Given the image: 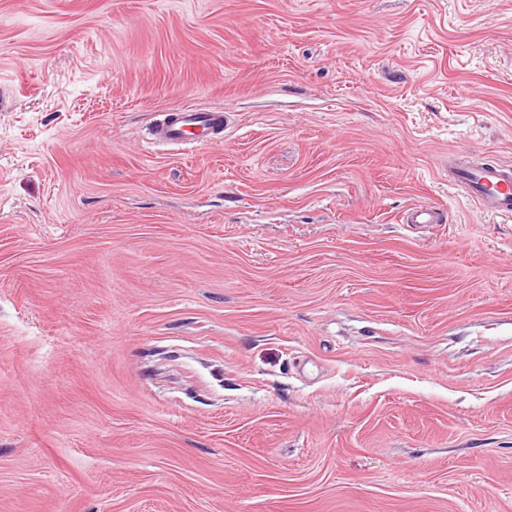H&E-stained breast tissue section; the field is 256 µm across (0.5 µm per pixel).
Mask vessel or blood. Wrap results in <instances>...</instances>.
Instances as JSON below:
<instances>
[{"instance_id":"b4317fda","label":"vessel or blood","mask_w":512,"mask_h":512,"mask_svg":"<svg viewBox=\"0 0 512 512\" xmlns=\"http://www.w3.org/2000/svg\"><path fill=\"white\" fill-rule=\"evenodd\" d=\"M225 120L220 110L182 108L156 124L152 137L161 145L193 149L216 142ZM448 177L450 183L459 187L480 209L512 218V168L481 161L449 168ZM404 221L408 224H440L444 221V213L433 207L418 206L407 211Z\"/></svg>"}]
</instances>
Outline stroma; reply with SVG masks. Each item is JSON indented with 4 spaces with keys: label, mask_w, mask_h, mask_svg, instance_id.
<instances>
[{
    "label": "stroma",
    "mask_w": 512,
    "mask_h": 512,
    "mask_svg": "<svg viewBox=\"0 0 512 512\" xmlns=\"http://www.w3.org/2000/svg\"><path fill=\"white\" fill-rule=\"evenodd\" d=\"M0 86V512H512V0H0ZM224 122L227 123V117L221 110L182 108L156 124L152 137L159 145L194 149L221 140L218 135L224 129ZM448 182L480 209L512 218V168L486 161L449 167ZM403 222L405 224H442L445 220L443 211L434 207L418 206L406 212Z\"/></svg>",
    "instance_id": "obj_1"
}]
</instances>
